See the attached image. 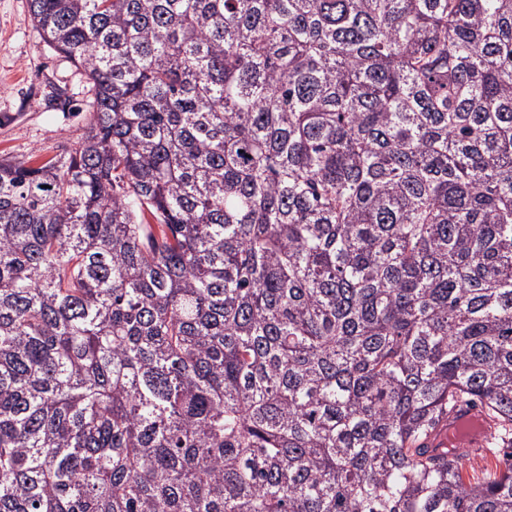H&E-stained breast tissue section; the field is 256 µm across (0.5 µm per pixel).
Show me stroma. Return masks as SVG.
Here are the masks:
<instances>
[{"mask_svg":"<svg viewBox=\"0 0 512 512\" xmlns=\"http://www.w3.org/2000/svg\"><path fill=\"white\" fill-rule=\"evenodd\" d=\"M87 115L83 72L42 42L28 0H0V158L66 155Z\"/></svg>","mask_w":512,"mask_h":512,"instance_id":"stroma-1","label":"stroma"}]
</instances>
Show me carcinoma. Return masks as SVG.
<instances>
[{
    "label": "carcinoma",
    "instance_id": "carcinoma-1",
    "mask_svg": "<svg viewBox=\"0 0 512 512\" xmlns=\"http://www.w3.org/2000/svg\"><path fill=\"white\" fill-rule=\"evenodd\" d=\"M29 9L89 117L0 160V512H512V0ZM476 419L479 421V425H483L482 416L477 409L471 408L466 403L457 404L448 416V421L433 436L435 439L431 441L432 446L442 443L440 447L448 446V449L451 450L452 444H459L462 428L464 426H472Z\"/></svg>",
    "mask_w": 512,
    "mask_h": 512
}]
</instances>
